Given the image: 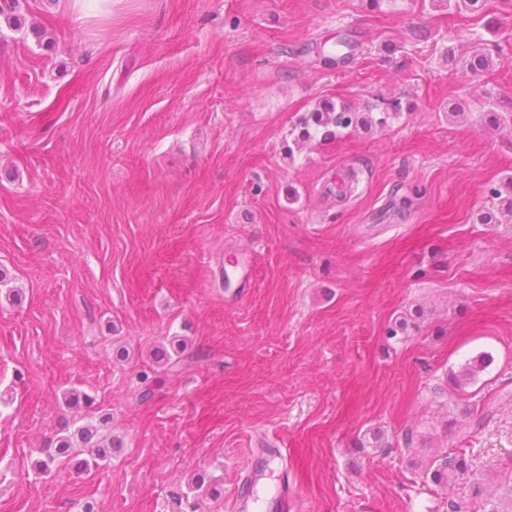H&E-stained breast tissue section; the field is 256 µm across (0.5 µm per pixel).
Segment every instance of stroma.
I'll list each match as a JSON object with an SVG mask.
<instances>
[{
  "mask_svg": "<svg viewBox=\"0 0 512 512\" xmlns=\"http://www.w3.org/2000/svg\"><path fill=\"white\" fill-rule=\"evenodd\" d=\"M19 6L26 28L0 17V512H227L274 439L288 458L256 497L290 484L295 512H512V224L479 221L512 177V129L482 120L512 112V0ZM479 41L502 60L475 78L448 57ZM321 99L401 113L286 158ZM245 247L260 264L229 303ZM172 336L174 368L152 355ZM70 388L124 448L36 476ZM452 448L468 472L443 489L422 464ZM200 475L218 498L189 491ZM493 362V355L489 352H480L465 362L458 371H450L446 375L448 387L458 395L467 393V388L475 384L478 377Z\"/></svg>",
  "mask_w": 512,
  "mask_h": 512,
  "instance_id": "obj_1",
  "label": "stroma"
}]
</instances>
